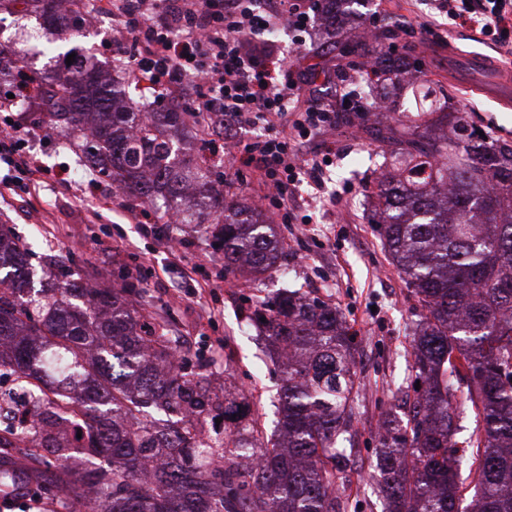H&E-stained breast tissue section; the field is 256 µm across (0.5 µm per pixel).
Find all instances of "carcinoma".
<instances>
[{"label": "carcinoma", "mask_w": 512, "mask_h": 512, "mask_svg": "<svg viewBox=\"0 0 512 512\" xmlns=\"http://www.w3.org/2000/svg\"><path fill=\"white\" fill-rule=\"evenodd\" d=\"M372 69L402 80L398 56L370 51ZM41 109L69 148L152 208L180 200L184 224L210 233L224 271L259 278L283 246L256 209H227L207 171L168 136L178 112L119 103L122 92L77 62L43 82ZM411 105L391 172L370 194L375 230L403 276L419 321L414 382L382 413L374 466L385 512H512V143L451 112L448 91L424 74L401 84ZM102 119L94 143L83 134ZM30 253L0 228V368L23 395L0 430V495L27 483L21 456L56 473L43 484L83 512H351L345 494L348 433L360 386L354 336L336 309L296 291L262 300L252 324L278 349L282 385L268 435L247 398L213 395L204 365L179 356L180 337L127 289L81 288L51 275L33 288ZM464 379L479 423L467 448L453 440ZM220 419L224 426H206ZM82 436L73 441L74 428ZM480 457V493L461 507L458 476ZM256 456L247 464L242 456ZM85 455L75 472L69 461Z\"/></svg>", "instance_id": "carcinoma-1"}]
</instances>
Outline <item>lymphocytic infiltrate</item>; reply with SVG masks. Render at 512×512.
<instances>
[{
	"label": "lymphocytic infiltrate",
	"instance_id": "f902f5d3",
	"mask_svg": "<svg viewBox=\"0 0 512 512\" xmlns=\"http://www.w3.org/2000/svg\"><path fill=\"white\" fill-rule=\"evenodd\" d=\"M449 19L512 45V0H437ZM112 14L138 48L130 70L157 92L180 97L191 115L210 118L214 152L247 128L256 136L231 158V173L268 189L278 208L297 209L300 176L320 182L330 154L304 164L302 141L334 125L315 87L317 73L288 60L267 34L281 24L308 32L301 0L257 8L255 0H112Z\"/></svg>",
	"mask_w": 512,
	"mask_h": 512
}]
</instances>
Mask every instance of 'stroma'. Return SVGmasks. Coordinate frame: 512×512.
Listing matches in <instances>:
<instances>
[{
	"mask_svg": "<svg viewBox=\"0 0 512 512\" xmlns=\"http://www.w3.org/2000/svg\"><path fill=\"white\" fill-rule=\"evenodd\" d=\"M336 11L339 26L317 15L305 40L289 32L280 34L279 42L312 71L343 67L349 89L392 100L397 92L391 82H367L359 66L361 33L376 27L383 46L405 55L411 66L422 67L429 80L447 88L471 126L512 141V108L469 91L466 75L449 70L446 50L437 48L435 35L422 26L436 19L439 34L461 54H484L496 68L512 71V62L501 58L491 38L436 15L432 0H338ZM50 42L89 49L128 96L140 97L137 83L117 66L122 52L112 41L111 12L97 13L85 36L74 39L61 29H43L30 6L9 0L0 11V44L25 54L30 67L46 75L57 66L44 51ZM12 121L35 132L30 151L45 174L33 184L17 171L0 169V224L24 239L36 276L52 272V259L60 257L70 269L89 270L101 287L133 285L180 336L190 364L211 362L212 389L223 392L225 381H232L247 395L265 430H273L277 420L280 373L273 352L248 318L252 304L289 287L336 306L356 333L355 366L362 381L353 404L352 437L344 444L352 463L346 492L359 500L360 512H384L370 478L377 427L393 393L412 379L417 317L372 224L367 193L381 176L383 154L390 149L380 141L376 125L347 108L321 139L302 144L306 157L328 145L335 149L320 202L308 209L307 223L279 225L288 265L249 282L225 272L223 253L210 247L204 232L185 224L168 226L163 208L152 209L150 223H137L130 202L111 180L101 179L97 196L88 197L84 184L92 167L69 150L37 104L23 101L12 112H0V129ZM184 134L194 153L207 158L226 202L253 201L258 186L245 178L225 181V159L212 155L207 136L190 123ZM63 170L73 172V180H57ZM192 263L200 264V271L183 277L182 268Z\"/></svg>",
	"mask_w": 512,
	"mask_h": 512,
	"instance_id": "1",
	"label": "stroma"
}]
</instances>
